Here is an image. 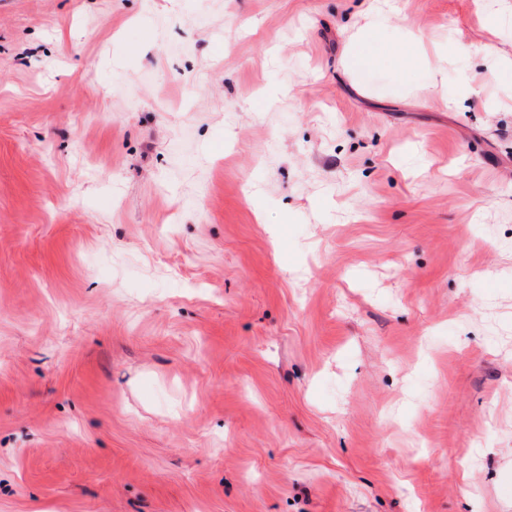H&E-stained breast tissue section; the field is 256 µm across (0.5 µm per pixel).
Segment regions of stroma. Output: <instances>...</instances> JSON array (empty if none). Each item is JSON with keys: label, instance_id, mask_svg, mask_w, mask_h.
Wrapping results in <instances>:
<instances>
[{"label": "stroma", "instance_id": "1", "mask_svg": "<svg viewBox=\"0 0 512 512\" xmlns=\"http://www.w3.org/2000/svg\"><path fill=\"white\" fill-rule=\"evenodd\" d=\"M0 512H512V0H0Z\"/></svg>", "mask_w": 512, "mask_h": 512}]
</instances>
